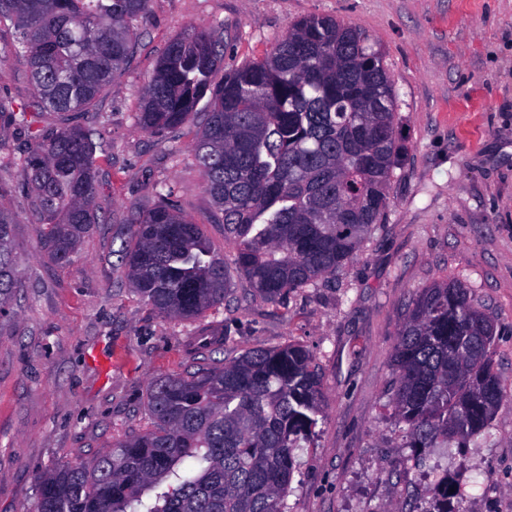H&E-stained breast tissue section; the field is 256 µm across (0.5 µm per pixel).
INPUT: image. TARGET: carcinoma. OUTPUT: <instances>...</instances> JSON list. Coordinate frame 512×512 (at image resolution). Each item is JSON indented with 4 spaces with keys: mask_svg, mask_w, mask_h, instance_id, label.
<instances>
[{
    "mask_svg": "<svg viewBox=\"0 0 512 512\" xmlns=\"http://www.w3.org/2000/svg\"><path fill=\"white\" fill-rule=\"evenodd\" d=\"M149 0H0V26L17 37L34 96L0 94V151L10 133L18 184L0 181V317L19 288L17 223L8 201L22 192L43 245L66 264L102 223L98 129L40 126L50 110L86 112L133 55ZM221 28L201 24L173 38L140 91L136 126L172 133L195 116L193 147L212 224L224 225L235 269L256 296L276 301L331 278L380 228L405 147L397 100L381 53L356 27L330 16L295 21L262 58L224 71ZM204 109H199L201 101ZM148 211L132 209L118 257L130 287L162 317L201 319L233 287L224 259L187 218L172 190L155 189ZM498 322L459 280L414 299L393 350L386 405L408 448L464 444L488 432L502 397L492 354ZM183 375L149 388L152 428L39 478L26 512H287L295 449L317 424L322 382L301 345L253 348L229 359L221 333L199 327ZM458 497L448 477L433 487L432 512Z\"/></svg>",
    "mask_w": 512,
    "mask_h": 512,
    "instance_id": "obj_1",
    "label": "carcinoma"
}]
</instances>
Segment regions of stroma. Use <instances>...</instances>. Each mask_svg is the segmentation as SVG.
I'll return each instance as SVG.
<instances>
[{
    "label": "stroma",
    "mask_w": 512,
    "mask_h": 512,
    "mask_svg": "<svg viewBox=\"0 0 512 512\" xmlns=\"http://www.w3.org/2000/svg\"><path fill=\"white\" fill-rule=\"evenodd\" d=\"M308 15L368 35L394 82L405 152L385 222L336 279L271 302L237 275L204 321L228 329L229 357L289 343L314 356L325 401L296 451L288 512H431L442 476L461 494L456 512H512V0H150L125 71L81 117L101 121L109 145L97 160L105 223L60 264L25 197L11 202L21 288L0 321V512H24L52 465L148 430L151 382L192 364L201 323L159 316L132 291L116 255L128 238L121 216L152 208L155 183H166L234 263L223 225L208 221L197 122L173 138L141 133L139 88L190 26L221 24L231 67ZM446 279L498 320L492 361L504 396L487 434L407 448L385 409L393 348L418 292Z\"/></svg>",
    "instance_id": "stroma-1"
}]
</instances>
